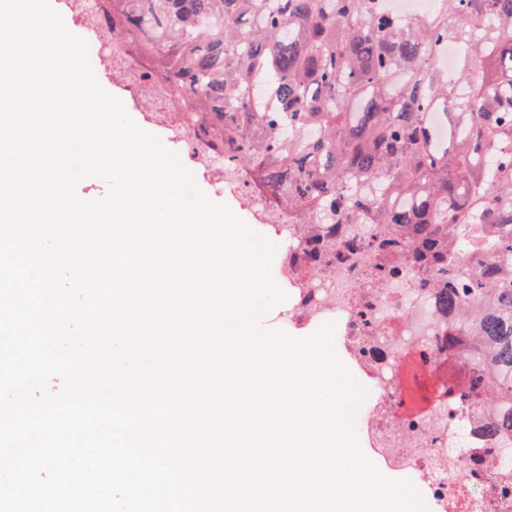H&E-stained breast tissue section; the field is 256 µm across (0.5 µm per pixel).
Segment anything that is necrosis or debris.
<instances>
[{
	"mask_svg": "<svg viewBox=\"0 0 512 512\" xmlns=\"http://www.w3.org/2000/svg\"><path fill=\"white\" fill-rule=\"evenodd\" d=\"M377 256L341 257L298 284L292 320L335 316L338 334L354 362L371 380L355 416L376 456L416 484L442 512H512V429L488 436L497 406L476 411L434 397L419 414L402 412L399 360L414 353L435 363L448 354V316L434 294L420 289L423 272L399 266L377 287L365 286V265Z\"/></svg>",
	"mask_w": 512,
	"mask_h": 512,
	"instance_id": "1",
	"label": "necrosis or debris"
}]
</instances>
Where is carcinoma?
<instances>
[{
  "label": "carcinoma",
  "mask_w": 512,
  "mask_h": 512,
  "mask_svg": "<svg viewBox=\"0 0 512 512\" xmlns=\"http://www.w3.org/2000/svg\"><path fill=\"white\" fill-rule=\"evenodd\" d=\"M432 2L409 22L381 0H109L102 15L270 211L369 219L375 254L399 241L448 309V351L465 346L458 400L512 407V0ZM467 224L497 230L473 275L449 260L460 238L480 252ZM318 234L305 275L336 257Z\"/></svg>",
  "instance_id": "carcinoma-1"
}]
</instances>
